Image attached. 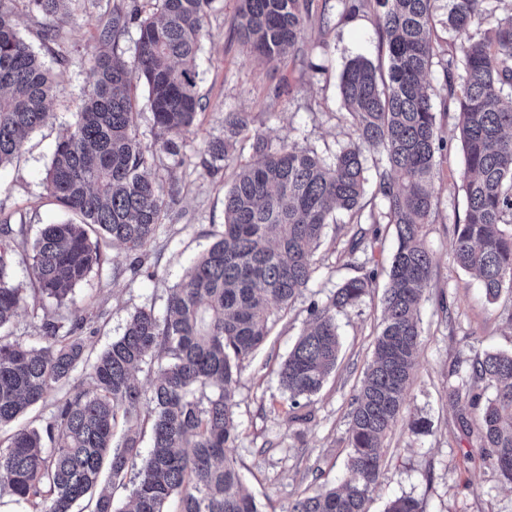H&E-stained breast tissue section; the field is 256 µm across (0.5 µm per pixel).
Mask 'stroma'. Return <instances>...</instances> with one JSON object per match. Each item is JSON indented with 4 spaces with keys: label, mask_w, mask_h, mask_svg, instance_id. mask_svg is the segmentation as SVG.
Returning <instances> with one entry per match:
<instances>
[{
    "label": "stroma",
    "mask_w": 512,
    "mask_h": 512,
    "mask_svg": "<svg viewBox=\"0 0 512 512\" xmlns=\"http://www.w3.org/2000/svg\"><path fill=\"white\" fill-rule=\"evenodd\" d=\"M111 8L112 0H86L82 10L56 19L71 53L68 63L57 70L63 94L54 106L55 116L33 133L20 159L0 169V213L27 226L26 240L15 246L13 265V279L23 285L28 282L32 238L42 225L65 219L64 212L48 203L43 179L58 135L72 122L91 85L89 58ZM237 9L238 0H215L206 19L198 56L199 92L206 107L198 126L186 136L185 165L172 168L163 155L156 160L158 179L177 182L180 194L149 248L151 275L113 271V261L122 260L124 252L112 246L102 270L74 289L87 317L81 334L95 350L121 336L137 309L146 306L164 315L170 288L220 230L230 173L208 174L200 161L208 142L223 137L225 113H250L251 130L276 143L312 149L327 161L353 139L343 119L339 76L352 58L384 60L386 46L375 6L347 17L340 0H310L301 37L273 64L256 59L239 36L232 24ZM447 13L448 0H438L432 18L435 55L426 76L436 97L443 93L445 61L460 52L461 39L449 32ZM440 125L447 151L437 159V207L426 227L434 264L432 286L420 311L418 366L406 414L386 440L381 484L371 494L367 512H384L387 501L399 496L419 500L425 512H512V487L482 465L475 435L459 424L460 411H467L472 422L478 419L477 411L464 401L456 407L448 402L452 369L486 351L512 352V321L502 313L512 305V296L489 303L478 281L454 259L455 221L466 206L461 189L464 159L455 118H441ZM344 240L339 225L326 228L315 253L320 266L315 279L288 309L275 311L266 343L246 361L235 390L237 438L231 453L245 486L263 507L284 510L297 495L338 484L347 476V413L372 360L382 320L380 287L388 280L393 234H385L375 248L378 289L358 308L337 317L338 364L312 396L307 421L289 422L279 381L280 366L308 322L310 301L326 299L337 284L358 274L342 252ZM443 299L449 304L445 312L439 307ZM412 416L425 418L429 431L410 434Z\"/></svg>",
    "instance_id": "35a3bbf8"
}]
</instances>
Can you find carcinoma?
I'll return each mask as SVG.
<instances>
[{"mask_svg": "<svg viewBox=\"0 0 512 512\" xmlns=\"http://www.w3.org/2000/svg\"><path fill=\"white\" fill-rule=\"evenodd\" d=\"M18 1L53 19L72 15L83 2L10 0ZM493 1L504 2L449 0L448 29L466 41L461 57H449L443 68L440 105L456 114L464 156L466 208L456 222L453 255L496 301L503 291L512 293V7L498 15ZM155 2L158 11L149 13L145 0H120L98 33L92 88L56 142L44 180L49 201L72 219L40 232L28 292L12 281V254L27 225L0 216V329L21 310H37L39 296L67 305L64 314H43L36 346L0 337V427L90 364L89 387L73 388L44 426L18 429L0 448V491L34 512H73L93 495L90 512H167L173 498L178 512H261L230 456L234 389L242 364L269 335L271 305L286 308L308 288L325 228L343 216L352 231L345 252L364 273L309 304L308 326L279 372L292 421L307 420V401L335 370L341 350L336 315L358 307L376 287L369 251L382 227L392 226L397 248L384 318L348 412L349 477L295 499L285 512H366L380 485L384 441L405 409L418 364L419 312L432 281L425 228L436 207V157L446 148L425 81L437 0H342L347 14L373 3L382 8L387 63L359 56L345 65L340 93L355 140L332 161L258 132L250 136L247 113H224V137L208 143L203 168L218 173L245 143L255 161L241 165L224 192L223 229L172 288L164 317L138 309L123 334L93 358L77 334L86 317L69 294L102 267L107 244L125 250L115 270L153 276L148 247L180 190L150 172L159 154L175 167L185 164V137L203 108L197 58L214 0ZM308 14L309 0H240L234 25L252 52L271 63L294 46ZM484 24L483 33L472 34ZM132 28L137 38L127 58L119 45ZM41 38L55 63L64 64L69 46L56 27L47 26ZM135 80L148 91L151 146L142 145L134 126ZM61 95L51 68L0 4V168L48 123ZM366 150L386 160L376 179L379 212L364 202ZM154 364L149 386H140L135 373ZM453 375L448 399L464 397L479 410L480 459L512 485V353L477 355ZM143 406L151 422L144 457ZM105 467L114 481L136 472L126 501L117 504L111 491L97 489ZM385 512L424 510L403 496Z\"/></svg>", "mask_w": 512, "mask_h": 512, "instance_id": "obj_1", "label": "carcinoma"}]
</instances>
